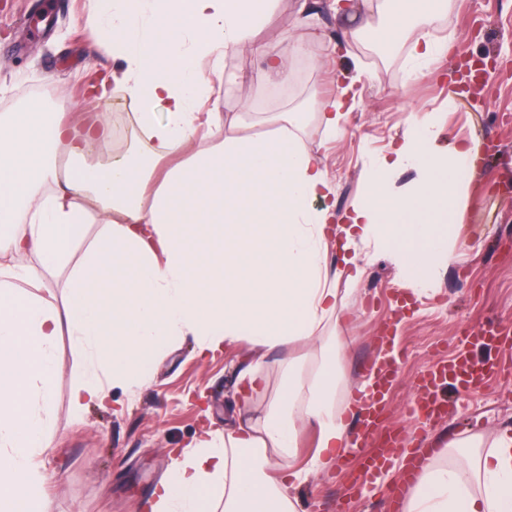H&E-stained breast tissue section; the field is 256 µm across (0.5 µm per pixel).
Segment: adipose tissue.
I'll use <instances>...</instances> for the list:
<instances>
[{"instance_id":"obj_1","label":"adipose tissue","mask_w":512,"mask_h":512,"mask_svg":"<svg viewBox=\"0 0 512 512\" xmlns=\"http://www.w3.org/2000/svg\"><path fill=\"white\" fill-rule=\"evenodd\" d=\"M275 0H98L89 17L99 46L122 59L112 81L139 104V127L166 152L184 151L165 170L153 156L91 165L86 155L110 134L104 113L66 124L50 112L0 115V512H45L34 461L48 447L55 348L69 335L89 368L72 389L80 412L102 404L107 384L132 385L150 371L165 341L193 337L200 352L248 338L262 355L291 343L316 344L318 369L304 382L283 360L278 391L258 414L202 443L177 462L155 493L152 512H299L292 490L298 427L317 426L312 467L347 447L351 428L342 375L347 339L325 334L336 310L328 283L333 245L329 209L311 203L330 190L318 157L306 150L289 114L276 133L228 138L189 151L206 71L229 50L255 49L259 75L282 79L284 48L254 45ZM446 0H374L383 32L413 34L410 56L430 61ZM431 115L417 119L369 176L385 182L401 168L418 178L382 207L363 198L338 245L363 274V245L384 251L416 290L440 267L460 261L448 237L462 223L475 178L474 143L449 138L439 148ZM71 165L59 169L58 154ZM100 230L90 235V220ZM65 274L56 306L35 295L42 271ZM30 289L15 288L14 280ZM453 445L422 469L404 512H512V428L491 441ZM280 467L281 482L267 471Z\"/></svg>"}]
</instances>
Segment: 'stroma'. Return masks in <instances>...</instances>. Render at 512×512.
<instances>
[{
    "label": "stroma",
    "mask_w": 512,
    "mask_h": 512,
    "mask_svg": "<svg viewBox=\"0 0 512 512\" xmlns=\"http://www.w3.org/2000/svg\"><path fill=\"white\" fill-rule=\"evenodd\" d=\"M328 3L276 0L256 39L303 46V53L285 56L287 81L276 87L263 82L252 52H227L220 70L209 75L210 99L199 106L203 113H221L224 126L217 136L198 128L192 146L208 148L224 136L260 140L273 133L283 114L303 112L295 134L318 155L331 187L328 198L313 207L330 204L342 215L366 196L384 202L415 182L413 168L397 170L377 186L370 185L368 172L391 154L416 115L432 113L441 132L476 142L480 177L457 227L466 258L442 270L428 290L415 291L382 251H373L350 294L344 291V265L335 261L336 312L349 338L342 368L350 391H358L367 378L365 365L382 354L380 337L395 339L404 351L379 433L399 432L407 448L418 436L440 448L475 435L491 437L512 427V382L452 395L453 410L438 421L410 416L407 405L414 380L435 361L455 357L462 336L474 327L512 328V0H447L433 34L450 42L452 51L436 55L427 75L416 72L405 44L391 46L372 34L348 43L343 55L333 53L342 26ZM96 7L95 0H0V114L27 106L35 91L44 109L69 122L85 112L108 113L112 137L93 145L90 156L91 162L105 163L143 151L144 140L137 112L119 108L130 99L123 85L111 84L102 99L88 92L92 82L121 65L100 50L88 23ZM485 56L495 65L491 84L470 83L455 110H448L449 62ZM360 69L374 78L357 85V106L347 113L343 132L330 136L319 106ZM252 355L244 339L203 357L192 338L168 342L158 349L146 379L108 388L103 405L77 414L70 394L85 362L69 337L60 336L50 446L35 460L46 512H150L156 486L182 451L240 422L236 367ZM283 356L300 359L304 377L312 376L316 363L308 347L291 344L265 355L267 387L254 396V406L274 396ZM355 467L349 457L310 476L298 488L300 512H388L380 494L350 498Z\"/></svg>",
    "instance_id": "obj_1"
}]
</instances>
